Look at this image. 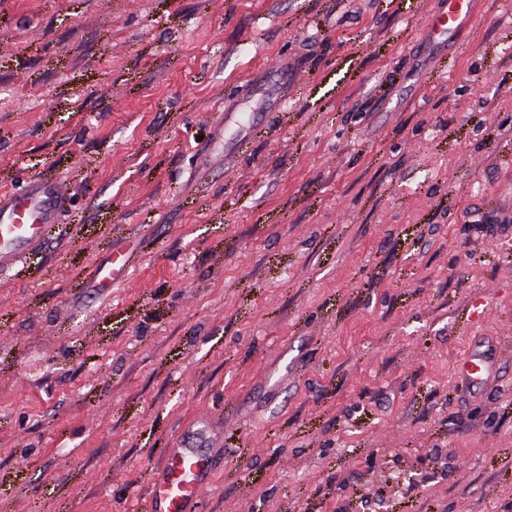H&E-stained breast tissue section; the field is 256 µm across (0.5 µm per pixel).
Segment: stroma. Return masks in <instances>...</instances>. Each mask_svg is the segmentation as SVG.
Masks as SVG:
<instances>
[{"instance_id": "obj_1", "label": "stroma", "mask_w": 512, "mask_h": 512, "mask_svg": "<svg viewBox=\"0 0 512 512\" xmlns=\"http://www.w3.org/2000/svg\"><path fill=\"white\" fill-rule=\"evenodd\" d=\"M444 5L0 0V193L67 194L0 272V512H147L199 414L196 512H512V0ZM473 0H448L447 7L434 16L431 28L434 36L446 40L451 33H457L470 16ZM132 262V253L123 250L113 251L112 256L98 272L93 286L112 288V286L121 284L125 280ZM456 369L458 375L472 386H480L490 375L491 363L488 357L468 350L458 358Z\"/></svg>"}]
</instances>
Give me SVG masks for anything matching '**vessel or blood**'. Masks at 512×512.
<instances>
[{
    "instance_id": "1",
    "label": "vessel or blood",
    "mask_w": 512,
    "mask_h": 512,
    "mask_svg": "<svg viewBox=\"0 0 512 512\" xmlns=\"http://www.w3.org/2000/svg\"><path fill=\"white\" fill-rule=\"evenodd\" d=\"M473 0H448L445 9L434 16L431 28L436 37L458 32L470 16ZM66 205L62 186L43 179L31 183L19 195H0V268L15 267L36 253ZM133 262L130 252L113 251L95 279L99 288L121 284ZM456 369L468 383L479 386L488 379V357L466 352L458 358ZM217 434L211 419L199 416L175 436L167 450L160 473L150 486L148 512H193L208 485L214 468Z\"/></svg>"
}]
</instances>
